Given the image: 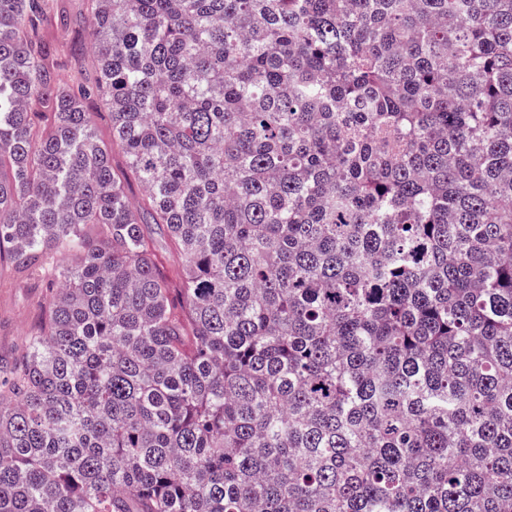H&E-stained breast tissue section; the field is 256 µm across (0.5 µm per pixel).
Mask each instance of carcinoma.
I'll return each instance as SVG.
<instances>
[{
	"label": "carcinoma",
	"mask_w": 512,
	"mask_h": 512,
	"mask_svg": "<svg viewBox=\"0 0 512 512\" xmlns=\"http://www.w3.org/2000/svg\"><path fill=\"white\" fill-rule=\"evenodd\" d=\"M84 4L0 0V512H512V0ZM52 24L45 36L53 38L57 46V67L65 76H74L88 66V29L90 17L83 0H54ZM148 232L160 246V252L163 256L162 267L168 275L170 288H180L179 262L177 258L172 257L165 252L166 232L164 227L157 224H149ZM49 298L38 279L18 273L8 261L0 263V364L11 362L39 327Z\"/></svg>",
	"instance_id": "carcinoma-1"
}]
</instances>
